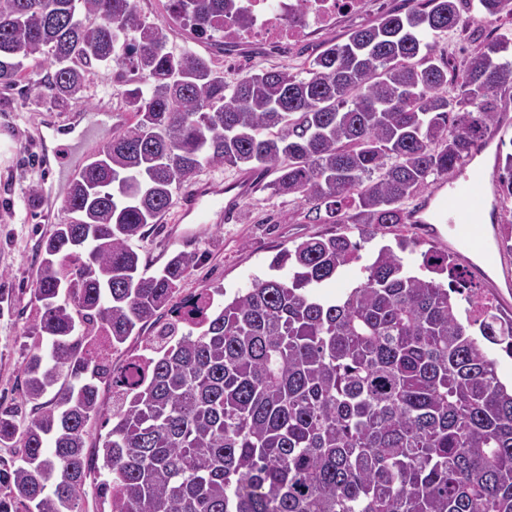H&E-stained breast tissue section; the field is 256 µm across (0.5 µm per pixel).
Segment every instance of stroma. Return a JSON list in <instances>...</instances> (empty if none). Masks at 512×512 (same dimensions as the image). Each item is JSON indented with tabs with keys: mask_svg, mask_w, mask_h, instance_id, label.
I'll list each match as a JSON object with an SVG mask.
<instances>
[{
	"mask_svg": "<svg viewBox=\"0 0 512 512\" xmlns=\"http://www.w3.org/2000/svg\"><path fill=\"white\" fill-rule=\"evenodd\" d=\"M138 5L149 20L165 25L169 49L179 52L189 48L212 58L229 83L253 67H300L329 43L345 41L350 32L386 12L403 13L409 7L408 0H374L368 17L344 19L314 42L297 47L288 58L275 60L260 48L246 47L228 60L214 42L194 39L189 32L171 25L168 0H138ZM511 30L512 16L503 14L492 23L472 25L440 39L436 50L453 73L463 68L486 39ZM121 91V86L99 79L84 98L72 101L65 112L58 114L39 97L37 89L22 86L0 90V398L16 403L22 400L25 331L35 314L32 288L43 258L40 242L71 218L64 196L72 174L128 123ZM102 103L112 107V120L104 125L90 115ZM53 113L63 121L81 116L78 132L60 136L47 129L44 120ZM46 145L58 150L57 159L48 165L43 164L41 156ZM253 178L255 188L241 201L232 220L199 226L194 217L178 223L169 214L135 241L134 247L150 274L175 254L196 255L198 262L183 280L177 301H185L203 288L231 296L245 292L259 278H288L289 267L276 271L269 268L281 250L318 234L338 232L335 224L309 223L306 206L294 196L273 194L272 171L254 170ZM351 237L360 243V254L366 261L381 246L395 245L402 237L411 240V247L402 257L413 269L421 264L423 252L436 244L430 231L410 224H361L353 228Z\"/></svg>",
	"mask_w": 512,
	"mask_h": 512,
	"instance_id": "35a3bbf8",
	"label": "stroma"
}]
</instances>
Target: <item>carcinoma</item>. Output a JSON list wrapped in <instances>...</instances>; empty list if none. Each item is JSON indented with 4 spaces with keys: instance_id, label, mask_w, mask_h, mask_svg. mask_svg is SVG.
I'll list each match as a JSON object with an SVG mask.
<instances>
[{
    "instance_id": "carcinoma-1",
    "label": "carcinoma",
    "mask_w": 512,
    "mask_h": 512,
    "mask_svg": "<svg viewBox=\"0 0 512 512\" xmlns=\"http://www.w3.org/2000/svg\"><path fill=\"white\" fill-rule=\"evenodd\" d=\"M231 0H169L200 38L224 32ZM512 0H421L293 68L233 84L212 59L167 49L137 0H0V87L47 65L46 103L112 75L133 122L74 174L71 219L42 243L24 366L29 417L0 402V512H77L97 474L111 512H512V388L470 334L506 344L512 315L470 294L468 268L428 250L420 277L382 246L334 298L317 292L361 259L347 231L283 250L218 303L203 288L160 323L195 256L140 270L130 242L161 223L206 166L277 174L317 224H402L429 178L466 166L512 88V35L471 56L448 97L438 40ZM512 202V152H496ZM447 275L444 284L433 275ZM466 307H461V303ZM134 377L110 352L147 325ZM117 397L109 414L100 384ZM109 424L93 456L92 426ZM102 466H97V460Z\"/></svg>"
}]
</instances>
